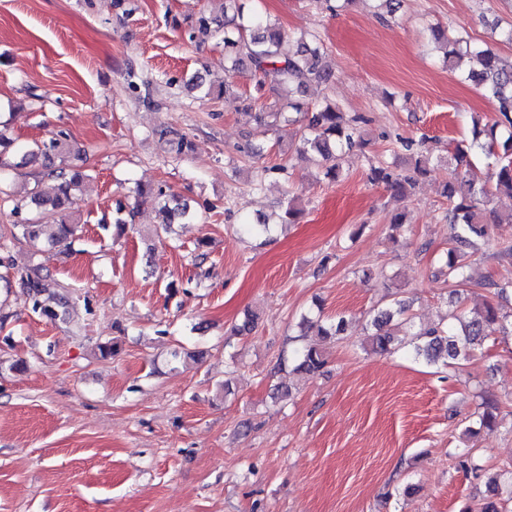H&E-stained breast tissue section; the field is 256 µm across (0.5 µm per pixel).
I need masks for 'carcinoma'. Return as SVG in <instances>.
<instances>
[{
	"label": "carcinoma",
	"mask_w": 512,
	"mask_h": 512,
	"mask_svg": "<svg viewBox=\"0 0 512 512\" xmlns=\"http://www.w3.org/2000/svg\"><path fill=\"white\" fill-rule=\"evenodd\" d=\"M234 4L237 17L224 22V67L234 73L240 68H249L259 82L269 79L277 86L288 88V98L282 108L296 112L305 118V123L296 131L297 152L300 156L314 154L324 176L338 180L343 175V161L353 149H365L368 145L361 132L365 118L349 116L331 102L312 104L305 98L307 87L313 83L328 84L334 74L324 65V47L319 36L307 40L301 36L296 41V50L282 54L285 32L263 16L251 13L244 15L245 0H228ZM430 42L444 47L445 62L454 66L465 56L474 59L477 67L469 70L466 79L480 88L496 104L498 120L483 130H474L473 141L455 149L456 165L442 184L441 196L448 202L446 217L450 224L451 243L444 254V265L448 280L455 284L451 293L452 310L445 321L437 325H416L409 315L405 302L395 300L377 310L371 320L373 331L365 332L361 342L363 350L375 354H389L402 345L395 341L394 334L386 327L395 324L409 337L408 345L416 359L429 365L451 366L469 362L483 349L485 337L497 333L512 337V317L500 313L498 301L512 300V280L492 282L493 299L484 303L482 309L471 311L463 303V290L459 286L467 281V257L488 243L487 224L494 214L493 203L505 197L512 200V63L502 64L500 57L491 49L477 47L464 37L463 27L448 29L439 25L428 28ZM256 107L250 98L246 108ZM258 108V107H256ZM280 121L283 113L267 111L261 106L255 114L260 127L269 126L265 116ZM162 137L168 145V153L180 159L191 151V141L175 130H165ZM398 148L410 154L412 163L399 168L386 161L367 158L368 181L382 185L398 199L408 198L418 187L419 181L431 172L432 157L421 150V144L410 139H397ZM67 136L60 133L41 143H33L12 164L15 169L25 167L31 159L68 152ZM479 151L493 160V171L484 180L472 171L469 153ZM47 176L58 180L53 196H45L38 187L30 192L31 204L37 218L26 219L12 225L11 242L25 243L33 254L50 252L79 237L81 224L76 222L72 204L81 192L84 174L68 171L63 167L50 168ZM134 193L140 198H149L158 205L161 226L168 229L173 224H189L192 213L189 206L178 196L159 188L136 186ZM51 224L54 232L43 237V227ZM44 267L37 263L19 272V284L29 298L31 312L50 321L62 320L69 305L65 294L46 292ZM317 336L319 343L308 345L296 356L293 371L305 375L319 372L325 365V345L344 335L349 320L344 315L334 318L317 314ZM501 404L497 400L483 398L477 407V427L466 429L469 437L491 433L498 428ZM454 467L464 475H474L484 480L489 496L483 502L481 512H512V464L498 469L484 467L473 454L464 449L454 456Z\"/></svg>",
	"instance_id": "cac0c4a2"
}]
</instances>
